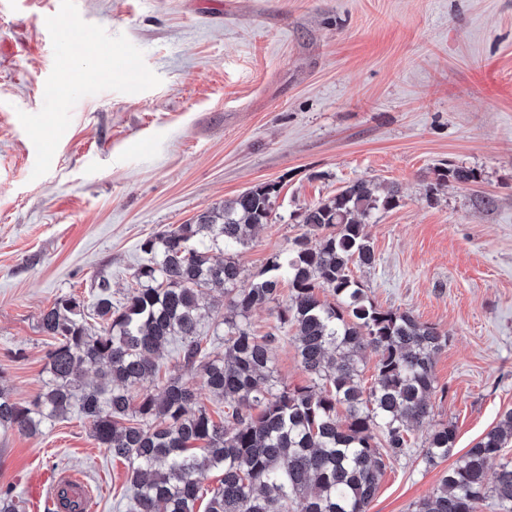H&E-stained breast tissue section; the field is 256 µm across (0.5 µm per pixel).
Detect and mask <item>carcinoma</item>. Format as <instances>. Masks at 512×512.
I'll list each match as a JSON object with an SVG mask.
<instances>
[{
	"mask_svg": "<svg viewBox=\"0 0 512 512\" xmlns=\"http://www.w3.org/2000/svg\"><path fill=\"white\" fill-rule=\"evenodd\" d=\"M434 175L436 187L477 179L464 166ZM277 196L275 184L256 185L144 240L135 287L119 308L104 278L89 307L71 295L58 298L40 317V329L55 340L47 390L23 405L0 388V428L33 434L77 412L99 447L129 463L133 512H195L197 475L210 469L223 478L205 512H369L386 461L404 454L411 431L432 416L434 362L447 334L410 311L377 306L352 277L350 266L376 261L366 222L400 201L398 190L381 191L368 179L301 212L305 232L248 279L238 250L269 223ZM285 279L291 296L282 304ZM208 288L221 291L211 304L224 325L217 354L202 346L200 332ZM270 306L277 309L274 331L254 335L242 318ZM91 319L101 320L99 329ZM287 326L309 378L293 389L279 384L270 354L275 331ZM171 342L181 373L133 404L131 389L157 378L155 356ZM369 350L379 360L365 388ZM86 367L96 369L90 383L81 380ZM197 375L224 401V419L214 420L198 401L190 383ZM455 440L453 424L434 428L423 445L426 462L448 458ZM511 440L508 409L411 512H480L489 499L499 512H512V459L503 454Z\"/></svg>",
	"mask_w": 512,
	"mask_h": 512,
	"instance_id": "obj_1",
	"label": "carcinoma"
}]
</instances>
